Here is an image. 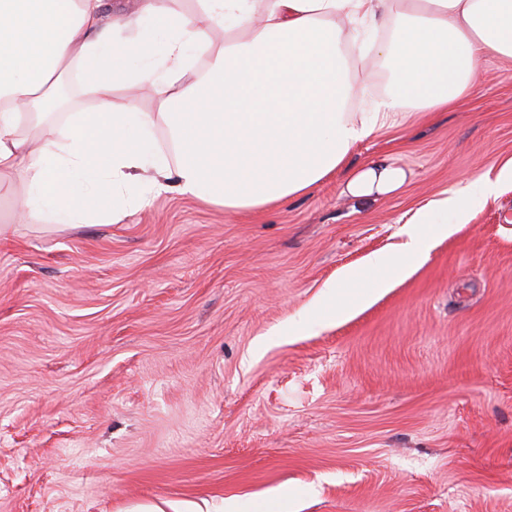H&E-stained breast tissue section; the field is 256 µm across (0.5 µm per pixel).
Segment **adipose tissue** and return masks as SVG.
Returning <instances> with one entry per match:
<instances>
[{
    "label": "adipose tissue",
    "mask_w": 512,
    "mask_h": 512,
    "mask_svg": "<svg viewBox=\"0 0 512 512\" xmlns=\"http://www.w3.org/2000/svg\"><path fill=\"white\" fill-rule=\"evenodd\" d=\"M198 2V11L183 13L166 0H143L137 16L105 25L103 0H0V191L22 176L26 208L57 224L113 219L115 201L164 190L171 179L181 195L227 212L260 210L347 170L351 152L396 127L406 109L462 104L483 60L512 62V0H266L258 20L252 0ZM345 24L395 29L372 48L392 63L393 91L369 112L346 109L360 90L343 61ZM201 50L209 53L205 72L184 83ZM73 73L90 85L94 110L34 138L41 105ZM145 86L163 94L159 112L140 110ZM160 124L176 163L153 138ZM149 167L155 174L146 181ZM348 172L346 190L358 197L396 191L406 180L391 163ZM508 181L512 162L496 177L477 176L467 196L420 210L400 252L343 271L329 296L356 283L358 303H370L391 286L386 269L407 273L432 235L452 233Z\"/></svg>",
    "instance_id": "obj_1"
}]
</instances>
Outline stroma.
Here are the masks:
<instances>
[{
    "label": "stroma",
    "instance_id": "35a3bbf8",
    "mask_svg": "<svg viewBox=\"0 0 512 512\" xmlns=\"http://www.w3.org/2000/svg\"><path fill=\"white\" fill-rule=\"evenodd\" d=\"M259 211L176 192L120 220L16 221L0 195V512H512V184L348 318L326 287L417 210L512 160V63ZM365 112L386 63L349 62ZM406 180V172L391 163H373L350 172L346 190L353 196L387 194L399 189Z\"/></svg>",
    "mask_w": 512,
    "mask_h": 512
}]
</instances>
